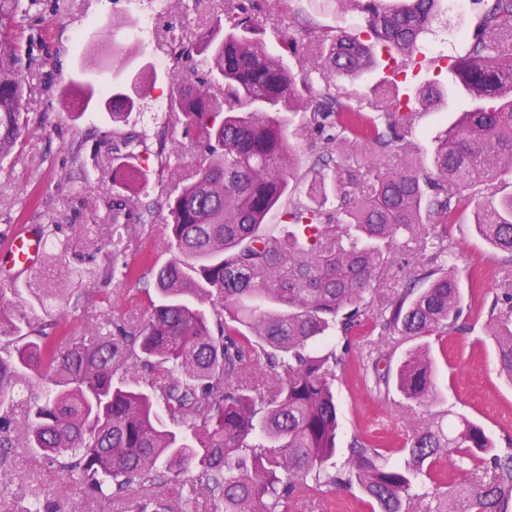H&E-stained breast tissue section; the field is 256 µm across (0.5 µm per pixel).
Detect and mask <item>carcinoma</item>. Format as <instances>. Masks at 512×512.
Here are the masks:
<instances>
[{"label":"carcinoma","mask_w":512,"mask_h":512,"mask_svg":"<svg viewBox=\"0 0 512 512\" xmlns=\"http://www.w3.org/2000/svg\"><path fill=\"white\" fill-rule=\"evenodd\" d=\"M35 0H0V164L29 131L26 48L13 34ZM364 20L358 32L295 23L283 50L324 64L316 86L271 55L247 0L177 53L200 56L208 78L171 83L174 116L205 147L191 180L166 197L169 259L154 273L157 300L142 324L107 312L90 336H51L0 303V465L28 448L56 465L59 481L121 512H185L199 493L215 512H288L310 486L357 489L371 512H512L508 451L485 429L439 409L430 350H409L395 374L373 365L376 387L423 408L394 460L385 444L353 437L336 463L337 372L345 352L326 349L372 324L404 339L456 328L464 314L447 224L475 206L479 236L512 255V0H472L475 23L446 83L411 98L382 86L365 115L335 79L357 80L385 54L394 75L423 67L421 43L448 0H340ZM91 102L94 76L62 98ZM461 100L460 119L435 140L429 163L410 155L419 109ZM304 103L311 154L303 174L283 113ZM112 85V121L134 108ZM146 171L118 165L112 183L132 194ZM307 183L305 193L297 181ZM289 231L274 236L271 215ZM45 241L53 230L40 227ZM54 242V241H52ZM417 264L380 307L368 294L397 251ZM54 262L70 264L54 242ZM499 371L512 381V301L489 312ZM450 456L477 460L466 485L436 482Z\"/></svg>","instance_id":"1"}]
</instances>
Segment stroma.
Instances as JSON below:
<instances>
[{
  "label": "stroma",
  "mask_w": 512,
  "mask_h": 512,
  "mask_svg": "<svg viewBox=\"0 0 512 512\" xmlns=\"http://www.w3.org/2000/svg\"><path fill=\"white\" fill-rule=\"evenodd\" d=\"M262 22L260 37L272 51H279L280 37L292 22L306 18L320 26L350 32L361 29L359 15L341 11L335 0H252ZM224 13V0H41L18 27L33 63V88L25 99L32 123L25 143L0 165V248L21 226L55 225L56 239L66 241L72 256L80 258L90 280L76 283L66 272L51 280L42 274L50 265L43 257L39 266L15 278L0 273V290L7 307L23 309L36 320L51 324L52 335L86 336L106 309L116 316L142 319L149 301L145 290L152 284L151 267L166 262L168 212L165 200L176 179L189 178L201 155L200 147L185 138L170 107L169 89L180 65L171 61L174 47L198 39ZM473 26L472 10L441 16L434 35L428 36L427 62L420 74L408 79L403 89L415 94L436 80L439 59L464 47ZM121 42L130 57L120 77L133 80L147 73L154 86L137 95L132 111L122 123H113L106 106L112 88V44ZM98 49L100 93L80 118L65 108L60 91L82 72L90 49ZM139 132L145 144L134 162L147 170L148 182L138 202H129L125 191L112 187V143L128 132ZM165 133L171 152L169 168L155 156L156 136ZM148 204L152 216L141 222L140 204ZM132 228L123 259L136 278H110L112 223ZM448 244L457 255L467 309L465 329L428 337L440 368L439 383L453 413L479 421L499 447L512 440V384L498 372L487 322L493 302L512 295V256L489 247L475 232L472 210H464L448 227ZM47 283L64 289L52 307L40 308L28 292L14 293V284ZM414 343L397 335H380L364 329L352 335L346 351L347 368L336 379L342 440L372 434L402 444L409 417L400 407L397 392H383L366 379L370 354L382 351L390 366H398ZM60 500L64 512L81 505L83 512H116L94 502L77 503L69 488L60 484L55 467L28 449H13L0 467V512H24L33 495ZM288 512H369L360 493H340L305 498L288 506Z\"/></svg>",
  "instance_id": "1"
}]
</instances>
